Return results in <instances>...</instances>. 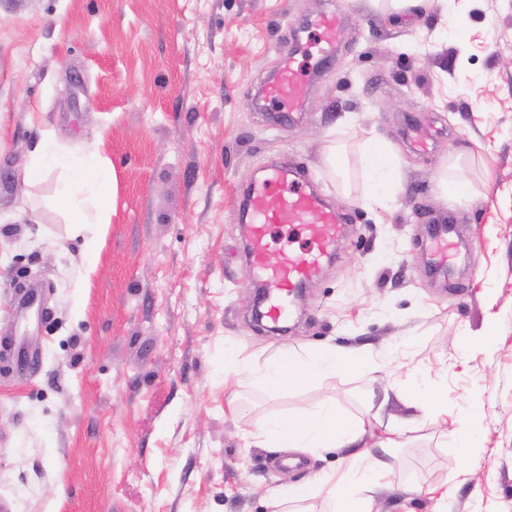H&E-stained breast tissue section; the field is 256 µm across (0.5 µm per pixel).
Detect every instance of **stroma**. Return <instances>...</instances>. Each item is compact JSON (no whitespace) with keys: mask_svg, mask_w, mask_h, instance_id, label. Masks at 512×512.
Returning a JSON list of instances; mask_svg holds the SVG:
<instances>
[{"mask_svg":"<svg viewBox=\"0 0 512 512\" xmlns=\"http://www.w3.org/2000/svg\"><path fill=\"white\" fill-rule=\"evenodd\" d=\"M333 0H0V338L23 336L36 373L0 372V499L11 512H272L268 496L338 464L336 453L247 446L264 415L324 401L362 415L368 376L339 374L270 397L224 381V353L257 362L326 344L384 349L447 393L483 405L477 468L459 474L448 424L399 435L372 512H512V0L387 16L344 0L338 47L316 19ZM294 56L316 70L299 117L259 92ZM370 132L397 150L386 208L345 199L330 140ZM95 150L112 171L91 233L54 204L60 172L26 176L44 143ZM469 206L437 186L451 162ZM303 166L350 222L307 280L284 334L257 322L239 212L276 163ZM451 216L461 243L432 250ZM36 284L42 315H20ZM485 347L460 355V338ZM242 411H229L232 401Z\"/></svg>","mask_w":512,"mask_h":512,"instance_id":"35a3bbf8","label":"stroma"}]
</instances>
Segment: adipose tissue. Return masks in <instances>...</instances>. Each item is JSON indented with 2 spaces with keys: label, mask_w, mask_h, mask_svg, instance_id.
Instances as JSON below:
<instances>
[{
  "label": "adipose tissue",
  "mask_w": 512,
  "mask_h": 512,
  "mask_svg": "<svg viewBox=\"0 0 512 512\" xmlns=\"http://www.w3.org/2000/svg\"><path fill=\"white\" fill-rule=\"evenodd\" d=\"M358 148L362 183L355 187L344 182L342 193L367 208L386 205L398 184L396 152L391 144L370 136L361 138ZM50 167L60 168L63 172L56 201L70 214L73 234H86L89 222L87 209L105 200L111 181L109 168L96 154L70 158L45 145L32 155L26 169L27 177L36 180ZM380 370L371 352L350 353L327 346L298 356L283 355L261 364L238 359L232 352L224 365V378L238 383L243 381L264 392L274 393L312 384L330 374L373 376ZM407 386L415 391L414 396L405 402L410 411V422L419 426L443 422L448 413L444 395L424 389L422 380L413 371L408 372L406 380L394 381L391 389L399 397ZM245 439L259 448L309 454L351 446L357 449L356 454L347 457L341 474L322 472L309 484L278 489L273 499L275 512H307L305 504L314 497L323 498L326 512H371L367 493L390 470L389 463L381 459L378 452L394 445L393 439L374 435L368 416L347 415L329 402L288 419L277 415L265 416L255 429L246 432Z\"/></svg>",
  "instance_id": "ef3b65f1"
}]
</instances>
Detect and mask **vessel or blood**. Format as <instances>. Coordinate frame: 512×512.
Returning a JSON list of instances; mask_svg holds the SVG:
<instances>
[{
  "instance_id": "1",
  "label": "vessel or blood",
  "mask_w": 512,
  "mask_h": 512,
  "mask_svg": "<svg viewBox=\"0 0 512 512\" xmlns=\"http://www.w3.org/2000/svg\"><path fill=\"white\" fill-rule=\"evenodd\" d=\"M340 14L338 10L323 13L316 26L326 49H334L338 41ZM309 77L299 74L291 60H284L276 78L264 89L266 101L274 109L301 111ZM248 233L251 263L264 275L269 293L266 316L272 322L286 317L282 299L303 281L309 279L345 232L342 216L319 192L304 182L294 171L271 168L263 182L254 188L248 200ZM305 227L311 243L309 249L283 253L277 263H269L267 251L271 231L294 223Z\"/></svg>"
}]
</instances>
